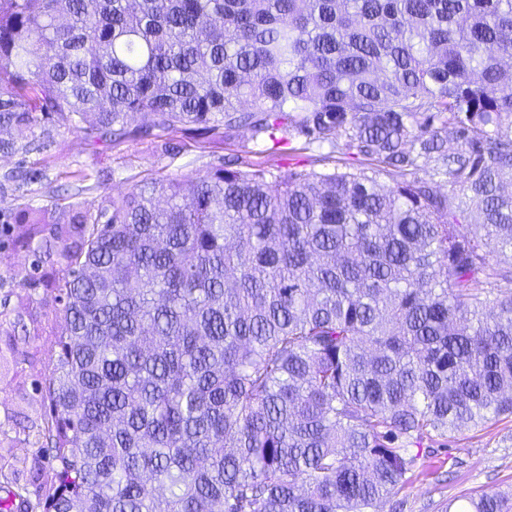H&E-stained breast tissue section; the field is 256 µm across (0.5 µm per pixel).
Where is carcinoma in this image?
Here are the masks:
<instances>
[{
	"label": "carcinoma",
	"instance_id": "carcinoma-1",
	"mask_svg": "<svg viewBox=\"0 0 512 512\" xmlns=\"http://www.w3.org/2000/svg\"><path fill=\"white\" fill-rule=\"evenodd\" d=\"M52 119L337 160L12 217L66 320L43 512H379L512 417V0H0V152Z\"/></svg>",
	"mask_w": 512,
	"mask_h": 512
}]
</instances>
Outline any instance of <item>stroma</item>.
<instances>
[{"mask_svg":"<svg viewBox=\"0 0 512 512\" xmlns=\"http://www.w3.org/2000/svg\"><path fill=\"white\" fill-rule=\"evenodd\" d=\"M228 159L244 170L263 163L310 172L333 166L335 155L326 146L275 145L245 128L228 138L220 132L158 131L116 146L49 121L34 150L0 153V212L90 208L127 193L144 177L202 176ZM30 169L41 171L40 180L22 183V171ZM31 261L29 247L0 244V493L19 492L28 512H42L58 468L42 435L49 414L42 387L57 360L65 319L52 293L23 287ZM410 452L427 474L414 475L379 512H446L464 494L512 497L510 419L464 429L449 442L426 439Z\"/></svg>","mask_w":512,"mask_h":512,"instance_id":"1","label":"stroma"}]
</instances>
